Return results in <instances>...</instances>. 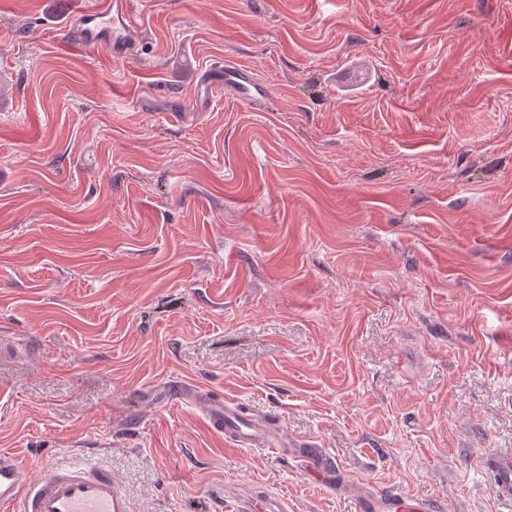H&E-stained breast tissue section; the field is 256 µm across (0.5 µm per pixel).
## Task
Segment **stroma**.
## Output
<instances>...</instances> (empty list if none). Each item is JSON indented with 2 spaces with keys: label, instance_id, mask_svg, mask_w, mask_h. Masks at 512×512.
<instances>
[{
  "label": "stroma",
  "instance_id": "stroma-1",
  "mask_svg": "<svg viewBox=\"0 0 512 512\" xmlns=\"http://www.w3.org/2000/svg\"><path fill=\"white\" fill-rule=\"evenodd\" d=\"M0 0V448L109 467L134 512H357L346 482L512 512V0ZM249 66L257 112L194 98ZM184 379L324 451L237 446ZM143 26L132 0H103L68 29L73 27L85 45L104 48L112 59H125L132 55L138 34L145 32ZM484 465L493 475L496 495L512 501V448H505L488 456Z\"/></svg>",
  "mask_w": 512,
  "mask_h": 512
}]
</instances>
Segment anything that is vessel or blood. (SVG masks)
Wrapping results in <instances>:
<instances>
[{"label":"vessel or blood","mask_w":512,"mask_h":512,"mask_svg":"<svg viewBox=\"0 0 512 512\" xmlns=\"http://www.w3.org/2000/svg\"><path fill=\"white\" fill-rule=\"evenodd\" d=\"M73 27L85 45L104 48L115 59L128 58L137 36L144 30L143 17L132 0H100ZM213 91H229L253 108H260L269 94L255 81L250 68L228 65L210 72L201 81ZM171 399L190 403L214 432L229 435L238 445L255 442L273 450L287 447V434L267 419L242 420L233 402L215 401L200 387L172 382ZM500 498L512 501V448L498 451L484 461ZM359 512H433L430 505L390 491L364 495ZM0 512H133L131 501L111 471L87 462H75L33 470L13 451L0 448Z\"/></svg>","instance_id":"1"}]
</instances>
